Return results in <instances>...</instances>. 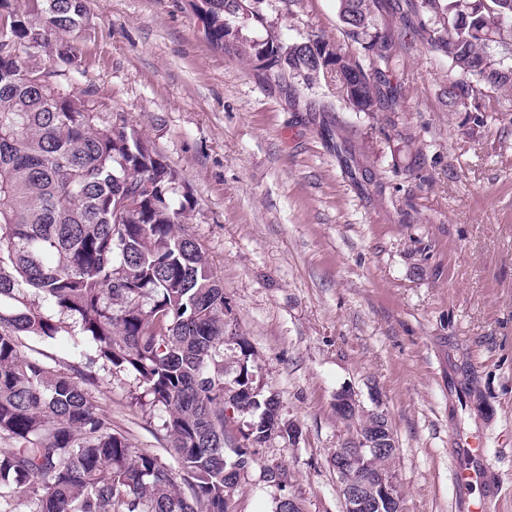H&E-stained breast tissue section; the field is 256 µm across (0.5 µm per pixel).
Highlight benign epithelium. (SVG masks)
Segmentation results:
<instances>
[{
  "mask_svg": "<svg viewBox=\"0 0 512 512\" xmlns=\"http://www.w3.org/2000/svg\"><path fill=\"white\" fill-rule=\"evenodd\" d=\"M336 412L359 411V404L349 392L336 394ZM372 421L365 431L346 438L330 458L341 484L344 512H401V498L394 472L377 459L390 461L395 441L386 415L370 413Z\"/></svg>",
  "mask_w": 512,
  "mask_h": 512,
  "instance_id": "7a95c632",
  "label": "benign epithelium"
}]
</instances>
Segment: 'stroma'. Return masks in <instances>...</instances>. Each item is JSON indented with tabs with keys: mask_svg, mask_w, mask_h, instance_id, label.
I'll return each instance as SVG.
<instances>
[{
	"mask_svg": "<svg viewBox=\"0 0 512 512\" xmlns=\"http://www.w3.org/2000/svg\"><path fill=\"white\" fill-rule=\"evenodd\" d=\"M192 0H89L71 87L124 112L178 172L172 200L224 288L272 435L234 512H275L262 466L287 467L305 512H343L330 458L353 427L337 393L385 413L403 512H453L456 432L480 433L512 512V112L448 105V65L393 38L395 106L356 112L335 87L266 79L206 37ZM243 34L343 51L338 0H262ZM331 103L328 112L320 103ZM132 375L89 391L132 447L165 455L163 413Z\"/></svg>",
	"mask_w": 512,
	"mask_h": 512,
	"instance_id": "obj_1",
	"label": "stroma"
}]
</instances>
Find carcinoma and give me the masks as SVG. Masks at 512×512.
Masks as SVG:
<instances>
[{"instance_id":"carcinoma-1","label":"carcinoma","mask_w":512,"mask_h":512,"mask_svg":"<svg viewBox=\"0 0 512 512\" xmlns=\"http://www.w3.org/2000/svg\"><path fill=\"white\" fill-rule=\"evenodd\" d=\"M260 0H195L216 46L279 81L333 85L356 112L393 104L395 56L377 28L386 0H339L355 55L312 32L283 44L240 38ZM423 45L456 79L448 100L475 112L499 92L512 104V0H407ZM86 0H0V500L31 512H227L257 451L224 447V423L276 402L253 387L244 337L236 387L224 393V288L170 193L177 171L128 116L99 123L94 91L66 89L78 69ZM55 53L43 67L36 54ZM79 336L88 363L64 370L23 353L19 337ZM134 375L165 413L170 460L112 431L85 386L95 360ZM234 407V416L226 408ZM269 434L256 422L241 439Z\"/></svg>"}]
</instances>
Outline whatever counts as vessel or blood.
I'll use <instances>...</instances> for the list:
<instances>
[{"mask_svg": "<svg viewBox=\"0 0 512 512\" xmlns=\"http://www.w3.org/2000/svg\"><path fill=\"white\" fill-rule=\"evenodd\" d=\"M454 454L457 461L454 473L456 493L465 494L478 485L485 488L481 499L468 501L467 512H495L499 488L487 468V450L480 435H458Z\"/></svg>", "mask_w": 512, "mask_h": 512, "instance_id": "1", "label": "vessel or blood"}]
</instances>
